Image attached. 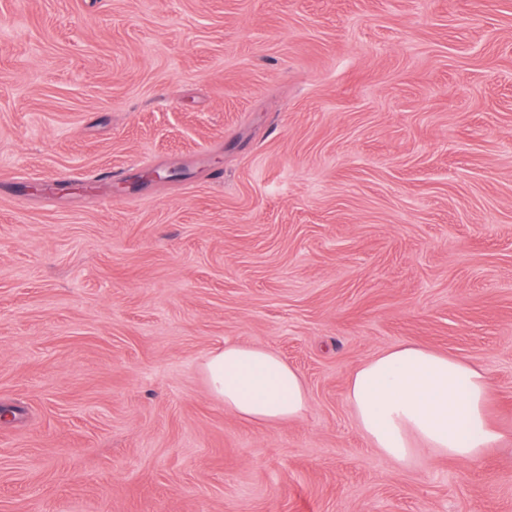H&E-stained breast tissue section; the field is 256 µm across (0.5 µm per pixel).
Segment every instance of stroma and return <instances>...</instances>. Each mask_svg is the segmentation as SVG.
Listing matches in <instances>:
<instances>
[{"mask_svg":"<svg viewBox=\"0 0 512 512\" xmlns=\"http://www.w3.org/2000/svg\"><path fill=\"white\" fill-rule=\"evenodd\" d=\"M227 340L304 416L225 409ZM401 343L512 437V0H0V512H512V445L360 430ZM202 370L215 398L247 421L281 423L302 416L308 408L302 376L269 348L224 341Z\"/></svg>","mask_w":512,"mask_h":512,"instance_id":"35a3bbf8","label":"stroma"}]
</instances>
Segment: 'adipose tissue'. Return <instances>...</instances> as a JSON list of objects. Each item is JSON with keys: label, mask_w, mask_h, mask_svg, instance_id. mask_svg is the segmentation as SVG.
I'll return each instance as SVG.
<instances>
[{"label": "adipose tissue", "mask_w": 512, "mask_h": 512, "mask_svg": "<svg viewBox=\"0 0 512 512\" xmlns=\"http://www.w3.org/2000/svg\"><path fill=\"white\" fill-rule=\"evenodd\" d=\"M202 370L215 398L247 421L281 423L308 408L302 376L269 348L228 341ZM488 392L482 367L408 343L361 364L346 399L374 447L408 466L421 446L460 461L500 447L504 436L487 419Z\"/></svg>", "instance_id": "ef3b65f1"}]
</instances>
